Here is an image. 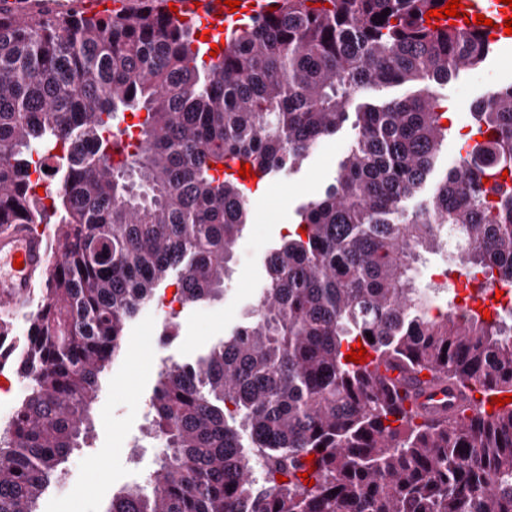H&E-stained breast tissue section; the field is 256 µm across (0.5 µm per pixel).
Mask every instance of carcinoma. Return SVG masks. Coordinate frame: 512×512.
<instances>
[{
	"label": "carcinoma",
	"instance_id": "obj_1",
	"mask_svg": "<svg viewBox=\"0 0 512 512\" xmlns=\"http://www.w3.org/2000/svg\"><path fill=\"white\" fill-rule=\"evenodd\" d=\"M164 2L0 13V227H59L37 276L27 396L0 429V512H38L86 447L125 325L170 272L186 303L224 297L248 209L214 164L295 172L350 119L335 183L301 206L306 234L267 254L246 321L160 372L149 430L166 452L107 512H512V403L486 409L512 393V307L487 322L450 296L433 316L413 286L423 254L446 246L448 272L512 286V84L474 113L481 140L404 208L448 136L432 84L481 64L482 39L424 26L439 0H275L213 63ZM406 83L405 99L354 105L362 88ZM127 111L145 117L122 146L131 126L113 120ZM47 154L48 207L30 183ZM358 341L378 366L448 381L461 404L417 421L397 382L346 360Z\"/></svg>",
	"mask_w": 512,
	"mask_h": 512
}]
</instances>
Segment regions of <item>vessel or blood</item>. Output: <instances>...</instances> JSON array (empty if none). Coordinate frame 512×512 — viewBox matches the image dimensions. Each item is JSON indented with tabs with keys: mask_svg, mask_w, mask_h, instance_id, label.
<instances>
[{
	"mask_svg": "<svg viewBox=\"0 0 512 512\" xmlns=\"http://www.w3.org/2000/svg\"><path fill=\"white\" fill-rule=\"evenodd\" d=\"M463 7L455 20L443 18L430 20V27L455 26L466 30L467 19L481 14L484 24L477 30L490 38L494 47L512 46V35L503 30L505 14L500 0H461ZM177 18L192 24L196 34H208L216 45H224L232 33L247 19L264 14L272 9L271 0H240L237 10H230L222 0H177ZM22 261V268H15V261ZM50 260L48 243L38 225L14 224L0 230V311L14 313L34 297V281L37 273ZM401 386L408 398L406 407L417 408L429 418L438 419L457 406L462 396L444 383L428 382L426 376H402Z\"/></svg>",
	"mask_w": 512,
	"mask_h": 512,
	"instance_id": "b4317fda",
	"label": "vessel or blood"
}]
</instances>
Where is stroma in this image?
<instances>
[{"label":"stroma","mask_w":512,"mask_h":512,"mask_svg":"<svg viewBox=\"0 0 512 512\" xmlns=\"http://www.w3.org/2000/svg\"><path fill=\"white\" fill-rule=\"evenodd\" d=\"M512 83V50L461 69L448 83L434 86L448 107V137L436 158L433 177L406 202L417 210L432 194L436 181L460 162V135L472 122L470 108L500 87ZM355 141L352 125L322 139L301 168L264 179L248 195L250 214L217 302L175 305L157 316L137 314L125 328L121 356L102 379L95 401L90 446L67 467L60 483L39 502V512H105L113 493L133 483H146L161 441L145 435L151 418L150 399L160 371L192 364L229 335L256 304L267 277L266 256L297 222V208L322 195L333 183L338 165Z\"/></svg>","instance_id":"1"}]
</instances>
